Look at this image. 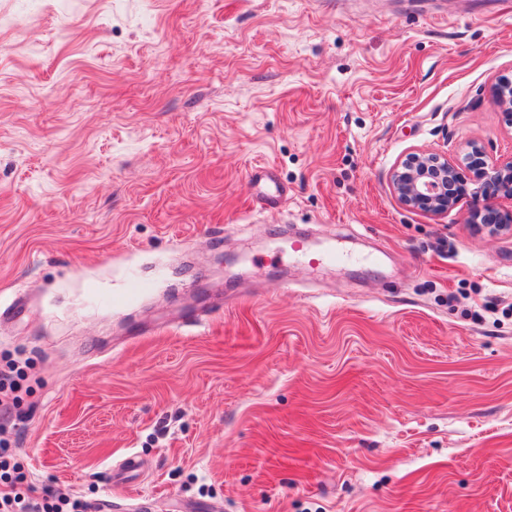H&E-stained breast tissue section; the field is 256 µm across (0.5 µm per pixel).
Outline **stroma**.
<instances>
[{"mask_svg": "<svg viewBox=\"0 0 512 512\" xmlns=\"http://www.w3.org/2000/svg\"><path fill=\"white\" fill-rule=\"evenodd\" d=\"M503 76L512 0H0V309L30 299L0 320L5 439L34 484L512 512V233L391 184L412 153L512 159ZM494 101L500 105L506 121L512 125V78H502L491 90ZM23 368L17 361H8L0 366V429L6 430L12 409L15 406L16 396L13 394L19 387Z\"/></svg>", "mask_w": 512, "mask_h": 512, "instance_id": "1", "label": "stroma"}]
</instances>
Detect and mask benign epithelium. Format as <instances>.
Listing matches in <instances>:
<instances>
[{
  "instance_id": "1",
  "label": "benign epithelium",
  "mask_w": 512,
  "mask_h": 512,
  "mask_svg": "<svg viewBox=\"0 0 512 512\" xmlns=\"http://www.w3.org/2000/svg\"><path fill=\"white\" fill-rule=\"evenodd\" d=\"M491 93L512 125V78L500 79ZM392 185L400 203L409 209L446 214L469 198L476 202L470 223L484 224L491 215L496 224H512V209L497 204L512 200V160L494 159L476 143L459 163L435 154H414L394 171Z\"/></svg>"
}]
</instances>
